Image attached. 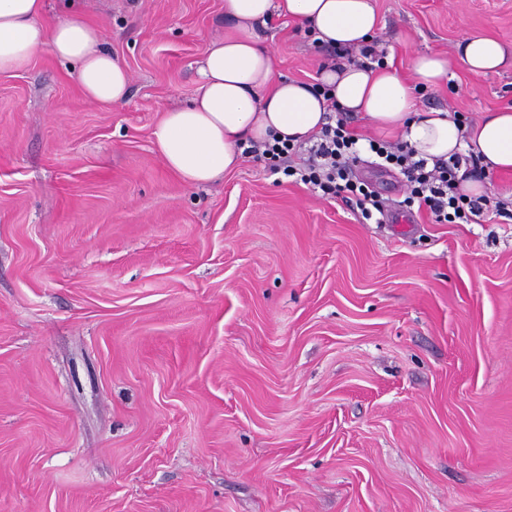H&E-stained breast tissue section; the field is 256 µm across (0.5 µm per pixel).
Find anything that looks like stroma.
<instances>
[{"instance_id": "stroma-1", "label": "stroma", "mask_w": 512, "mask_h": 512, "mask_svg": "<svg viewBox=\"0 0 512 512\" xmlns=\"http://www.w3.org/2000/svg\"><path fill=\"white\" fill-rule=\"evenodd\" d=\"M410 76L512 0H375ZM131 75L116 105L40 49L0 72V512H512V219L438 224L354 169L364 220L243 159L185 184L153 132L196 95L224 0H85ZM276 71L332 56L297 24ZM421 109L512 107L454 62Z\"/></svg>"}]
</instances>
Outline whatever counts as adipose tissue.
<instances>
[{
	"mask_svg": "<svg viewBox=\"0 0 512 512\" xmlns=\"http://www.w3.org/2000/svg\"><path fill=\"white\" fill-rule=\"evenodd\" d=\"M46 0H0V72L14 70L42 47L79 65L80 87L95 103H121L129 71L103 46V32L78 0L65 17L45 21ZM279 14L306 28L315 40L338 52L370 44L380 26L374 0H224L229 25L208 49L197 96L165 112L154 136L171 171L189 185L222 178L242 160V143L279 139L299 143L318 134L328 103L312 85L277 77L272 51L259 33ZM456 53L477 76L506 64L496 40L465 35ZM451 60L420 55L411 77L367 62L347 60L323 66L320 81L331 86L337 104L362 114L378 132L395 134L427 162L473 153L488 171H512V108L488 112L466 128L449 113L416 109L415 89L432 90L447 76Z\"/></svg>",
	"mask_w": 512,
	"mask_h": 512,
	"instance_id": "adipose-tissue-1",
	"label": "adipose tissue"
}]
</instances>
